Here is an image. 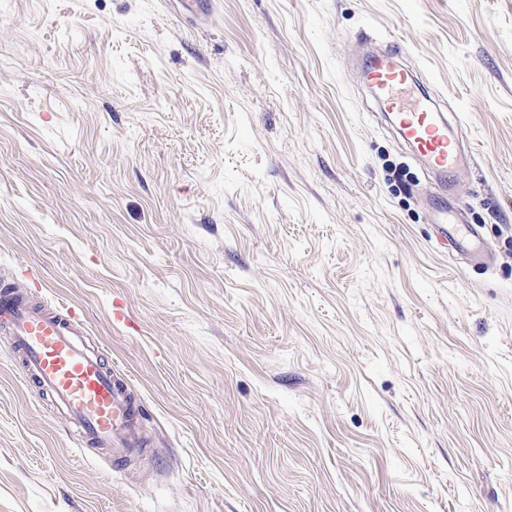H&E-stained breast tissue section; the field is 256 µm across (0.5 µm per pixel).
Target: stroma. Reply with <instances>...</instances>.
Segmentation results:
<instances>
[{
  "label": "stroma",
  "mask_w": 512,
  "mask_h": 512,
  "mask_svg": "<svg viewBox=\"0 0 512 512\" xmlns=\"http://www.w3.org/2000/svg\"><path fill=\"white\" fill-rule=\"evenodd\" d=\"M365 32L458 117L488 265ZM3 285L148 417L82 456L0 333V512H512V0H0Z\"/></svg>",
  "instance_id": "stroma-1"
}]
</instances>
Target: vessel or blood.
<instances>
[{
	"label": "vessel or blood",
	"mask_w": 512,
	"mask_h": 512,
	"mask_svg": "<svg viewBox=\"0 0 512 512\" xmlns=\"http://www.w3.org/2000/svg\"><path fill=\"white\" fill-rule=\"evenodd\" d=\"M365 78L377 101L391 112L413 153L437 176L441 193L428 201L434 223L455 225L446 198L460 188L456 172L471 157L460 147L462 130L455 116L436 104H407L404 91L415 77L401 64L397 49L367 60ZM0 332L21 358L27 385L62 415L83 451L129 455L143 445L144 408L128 381L121 379L99 348L85 338L74 315L37 304L26 292L0 289Z\"/></svg>",
	"instance_id": "vessel-or-blood-1"
}]
</instances>
